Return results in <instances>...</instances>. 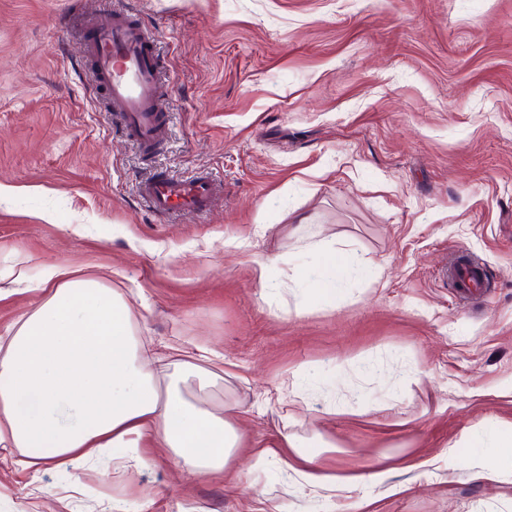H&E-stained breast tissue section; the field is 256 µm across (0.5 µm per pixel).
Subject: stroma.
I'll list each match as a JSON object with an SVG mask.
<instances>
[{"label": "stroma", "mask_w": 512, "mask_h": 512, "mask_svg": "<svg viewBox=\"0 0 512 512\" xmlns=\"http://www.w3.org/2000/svg\"><path fill=\"white\" fill-rule=\"evenodd\" d=\"M159 41L151 153L90 88L82 26ZM208 171L205 214L155 216L141 182ZM363 274L315 297L324 252ZM492 291L462 301L451 257ZM63 263L132 298L137 336L214 381L243 439L223 472L39 474L0 449V512H512V0H0V268ZM304 378L307 403L284 396ZM384 471L325 492L285 466ZM268 463L251 467L254 452ZM497 466L485 474L488 455Z\"/></svg>", "instance_id": "obj_1"}]
</instances>
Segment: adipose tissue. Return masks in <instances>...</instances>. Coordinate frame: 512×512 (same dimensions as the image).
I'll return each mask as SVG.
<instances>
[{
    "instance_id": "ef3b65f1",
    "label": "adipose tissue",
    "mask_w": 512,
    "mask_h": 512,
    "mask_svg": "<svg viewBox=\"0 0 512 512\" xmlns=\"http://www.w3.org/2000/svg\"><path fill=\"white\" fill-rule=\"evenodd\" d=\"M358 269L332 253L312 279L331 295ZM43 298L0 336V446L18 451V466L65 473L87 463L128 468L142 460L144 441L198 473L222 471L241 441L238 427L208 407L213 386L192 365L159 379L136 336L130 302L95 278H72L59 266L42 282ZM306 484L350 492L379 472L336 476L298 454Z\"/></svg>"
}]
</instances>
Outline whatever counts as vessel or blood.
I'll return each instance as SVG.
<instances>
[{
    "mask_svg": "<svg viewBox=\"0 0 512 512\" xmlns=\"http://www.w3.org/2000/svg\"><path fill=\"white\" fill-rule=\"evenodd\" d=\"M85 35L96 90L118 113L123 131L142 147L154 146L161 137L165 109L160 95L159 53L153 39L121 13L113 14L107 31L89 24ZM139 192L158 215L199 214L210 210L222 186L207 176L182 179L157 175L142 182ZM447 275L463 298L489 292L482 263L471 257L458 256Z\"/></svg>",
    "mask_w": 512,
    "mask_h": 512,
    "instance_id": "b4317fda",
    "label": "vessel or blood"
}]
</instances>
